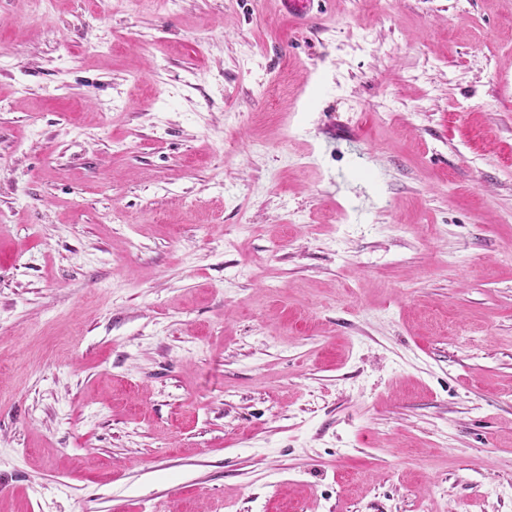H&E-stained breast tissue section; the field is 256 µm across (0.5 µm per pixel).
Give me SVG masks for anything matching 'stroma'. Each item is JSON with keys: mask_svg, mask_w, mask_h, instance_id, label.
I'll use <instances>...</instances> for the list:
<instances>
[{"mask_svg": "<svg viewBox=\"0 0 512 512\" xmlns=\"http://www.w3.org/2000/svg\"><path fill=\"white\" fill-rule=\"evenodd\" d=\"M0 512H512V0H0Z\"/></svg>", "mask_w": 512, "mask_h": 512, "instance_id": "stroma-1", "label": "stroma"}]
</instances>
